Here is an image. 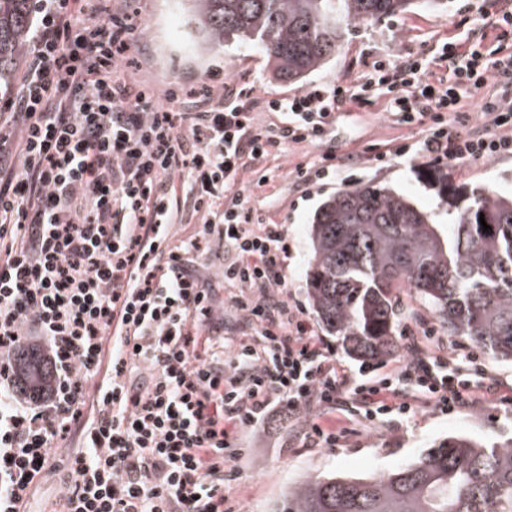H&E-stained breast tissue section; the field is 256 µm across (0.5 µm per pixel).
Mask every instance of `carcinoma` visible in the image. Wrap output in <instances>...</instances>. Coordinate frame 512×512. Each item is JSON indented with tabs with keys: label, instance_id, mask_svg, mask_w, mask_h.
<instances>
[{
	"label": "carcinoma",
	"instance_id": "1",
	"mask_svg": "<svg viewBox=\"0 0 512 512\" xmlns=\"http://www.w3.org/2000/svg\"><path fill=\"white\" fill-rule=\"evenodd\" d=\"M201 42L264 45L274 81L300 83L342 50L349 28L447 0H187ZM33 0H0V91L14 85L31 41ZM449 231L397 190L344 189L310 225L306 295L319 323L361 363L394 355L400 292L409 289L451 338L512 363V195L437 177ZM488 231H483L479 217ZM7 365L37 385L49 375L34 348ZM275 512H512V436L486 444L451 435L370 477H307Z\"/></svg>",
	"mask_w": 512,
	"mask_h": 512
}]
</instances>
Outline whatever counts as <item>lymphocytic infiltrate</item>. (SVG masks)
Wrapping results in <instances>:
<instances>
[{
    "label": "lymphocytic infiltrate",
    "instance_id": "obj_1",
    "mask_svg": "<svg viewBox=\"0 0 512 512\" xmlns=\"http://www.w3.org/2000/svg\"><path fill=\"white\" fill-rule=\"evenodd\" d=\"M27 72L0 112V351L38 340L51 376L0 366V512H27L38 483L61 473L60 512H224L225 464L241 433L284 413L307 448L356 411L396 424L418 406L444 413L486 402L479 353L437 355L409 333L403 362L354 376L286 297L283 225L226 192L282 144L328 141L336 110L387 100L410 135L370 161L512 156V52L488 57L448 38L437 56L384 55L350 84L266 101L233 95L194 112L156 103L121 67L134 28L112 0H38ZM480 99L479 112L468 109ZM188 183L201 237L169 246L170 193ZM217 251L200 259L201 238ZM240 316L225 334L224 312ZM78 434L79 445L61 439Z\"/></svg>",
    "mask_w": 512,
    "mask_h": 512
}]
</instances>
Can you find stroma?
Listing matches in <instances>:
<instances>
[{
  "label": "stroma",
  "instance_id": "stroma-1",
  "mask_svg": "<svg viewBox=\"0 0 512 512\" xmlns=\"http://www.w3.org/2000/svg\"><path fill=\"white\" fill-rule=\"evenodd\" d=\"M512 0H453L446 10L418 9L381 23L354 27L336 60L303 84L272 81L264 52L249 42H235L219 53H202L199 39L181 0H112L116 13L131 12L137 28L121 59L123 69L152 90L158 103L171 111H194L202 101V89L253 91L258 120L267 125L276 116L267 112L265 100L288 96L315 85L352 83L383 53L429 58L444 38L455 36L476 44L485 54L504 46L512 51V30L498 34L484 27L483 13L498 11ZM406 132L389 114L385 98L364 106H347L337 113L327 143L343 169L341 180L306 188L296 181V164L318 152L307 144L276 148L265 166L272 178L263 187L242 184L245 204L256 217L284 225L290 253L284 277L288 293L306 297V270L311 258L308 227L318 206L349 184L382 183L409 196L426 211H439L431 186L435 165L424 154L393 159L389 166L375 167L363 159L374 143L395 139ZM455 185L496 184L512 191V157L494 162H471L444 167ZM352 434L333 448H303L288 431L287 417H276L257 429L246 430L242 458L228 461L237 472L224 487L226 504L233 512H271L289 485L307 476L330 473L363 475L386 472L417 457L423 450L451 434H465L493 442L512 435V406L492 402L473 410L442 414L430 407L419 409L409 421L394 425L361 416L350 420Z\"/></svg>",
  "mask_w": 512,
  "mask_h": 512
}]
</instances>
